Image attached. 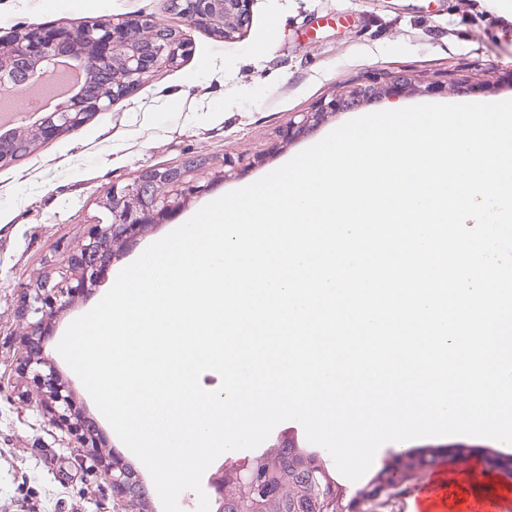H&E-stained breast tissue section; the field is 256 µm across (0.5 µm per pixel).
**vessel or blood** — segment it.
<instances>
[{
	"label": "vessel or blood",
	"mask_w": 512,
	"mask_h": 512,
	"mask_svg": "<svg viewBox=\"0 0 512 512\" xmlns=\"http://www.w3.org/2000/svg\"><path fill=\"white\" fill-rule=\"evenodd\" d=\"M399 507L401 512H512V489L438 464L406 483Z\"/></svg>",
	"instance_id": "b4317fda"
}]
</instances>
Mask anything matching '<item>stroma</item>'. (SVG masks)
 Instances as JSON below:
<instances>
[{
    "label": "stroma",
    "instance_id": "stroma-1",
    "mask_svg": "<svg viewBox=\"0 0 512 512\" xmlns=\"http://www.w3.org/2000/svg\"><path fill=\"white\" fill-rule=\"evenodd\" d=\"M137 13L179 32L190 54L151 73L79 131L35 142L25 159L0 166V512H18L29 501L40 512H112L107 462L121 458L125 446L62 359L58 378L73 390L77 415L99 428V448L81 446L70 424L50 419L20 365L31 331L17 315L26 287L57 274L85 239L109 187L194 156L207 165L191 177L212 182L173 216L115 245L107 280L51 316L41 339L49 356L118 271L169 228L346 121L396 104L512 99V0H253L248 27L231 39L189 25L166 0H0V28L61 20L79 27ZM393 75L407 78L399 97L326 110L351 87H381ZM306 112L316 116L310 128L284 138L286 121ZM229 157L236 161L231 169L224 166ZM407 446L416 455L463 450L460 469L479 474L489 472V456L512 454L510 446L476 437Z\"/></svg>",
    "mask_w": 512,
    "mask_h": 512
}]
</instances>
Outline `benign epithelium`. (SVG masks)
<instances>
[{"instance_id":"benign-epithelium-1","label":"benign epithelium","mask_w":512,"mask_h":512,"mask_svg":"<svg viewBox=\"0 0 512 512\" xmlns=\"http://www.w3.org/2000/svg\"><path fill=\"white\" fill-rule=\"evenodd\" d=\"M252 0H168L169 9L191 25L217 30L224 38L249 25ZM191 45L179 32L160 26L146 15H127L117 21L97 23L76 29L66 22L53 26L31 23L24 28L0 34V79L20 77L33 63L51 65L59 59H73L87 70L112 61V79L104 81L84 94L59 103L44 113L37 136L48 140L80 130L90 112H105L112 103L135 92L153 71L186 56ZM406 81L394 76L384 87L355 86L347 95L327 104L336 111L363 98L382 93L400 95ZM313 115L289 119L282 133L294 138L307 131ZM33 141L28 136L0 137V163L8 164L28 153ZM206 160L194 158L181 166L144 170L133 182L112 185L103 194L100 216L92 224L85 243L66 256L67 269L58 277H45L24 292L19 312L35 332H44L46 317L65 306L83 288L106 277L112 266L113 246L131 237L136 227H149L179 209L181 200L198 196L209 184L187 179L191 169L203 168ZM25 368L45 389L42 406L56 419H70L72 402L51 375L38 367L52 364L39 349L22 356Z\"/></svg>"}]
</instances>
